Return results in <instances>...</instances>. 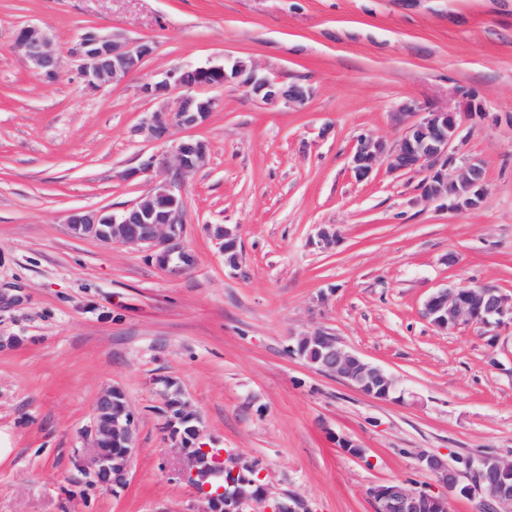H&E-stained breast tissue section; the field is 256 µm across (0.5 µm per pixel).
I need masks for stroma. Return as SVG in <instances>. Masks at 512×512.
<instances>
[{"label": "stroma", "instance_id": "stroma-1", "mask_svg": "<svg viewBox=\"0 0 512 512\" xmlns=\"http://www.w3.org/2000/svg\"><path fill=\"white\" fill-rule=\"evenodd\" d=\"M26 26L53 39L56 79L13 50ZM89 31L154 50L132 78L92 88L68 53ZM236 60L311 96L267 106L232 84L208 122L171 129L209 146L182 188L193 266L171 275L75 235L72 211L117 213L149 187L123 177L165 149L134 133L155 108L140 86ZM409 100L457 113L456 159L485 168L479 208L425 199L418 173L354 177L356 139L395 146ZM211 224L236 230L237 269ZM480 285L512 294V0H0V431L14 447L0 512H205L159 430L166 378L204 442L308 512H373L379 483L436 486L424 451L454 467L512 458V332L446 333L423 314L437 289ZM317 331L397 377L405 400L289 354ZM112 387L138 417L128 483L80 497L73 451Z\"/></svg>", "mask_w": 512, "mask_h": 512}]
</instances>
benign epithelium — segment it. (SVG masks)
Returning a JSON list of instances; mask_svg holds the SVG:
<instances>
[{
  "mask_svg": "<svg viewBox=\"0 0 512 512\" xmlns=\"http://www.w3.org/2000/svg\"><path fill=\"white\" fill-rule=\"evenodd\" d=\"M14 47L24 53L37 72L47 79L56 76L59 60L52 49L51 38L33 26L21 28ZM153 52L147 41H119L111 35L86 32L69 48V54L79 62V75L91 86L121 82L135 74L142 61ZM236 84L247 89L265 105L284 102L301 108L309 99L310 90L299 83L286 84L278 76H260L247 63L237 60L232 65L214 64L182 67L169 71L166 78L141 88L144 97L158 102L167 95L180 93L178 106L171 110L161 104L137 128L146 138L165 142L173 126L203 124L219 104V99L204 95L211 89ZM398 116L406 119L405 130L395 147L389 148L379 140L367 136L356 139L351 155V171L359 181L368 179L382 164L391 172H418L423 175L421 191L431 200H448L452 210L473 209L482 200L483 168L477 161H466L454 174L448 169L455 163L449 153L459 132V121L454 112L424 111L413 102L399 107ZM208 150L199 140L180 141L172 145L169 154H153L138 169L123 173L130 180L154 170L168 169V158H173L175 176L156 178L148 190L132 205L118 214L104 210H77L70 213L68 223L81 237L93 238L105 245L119 244L145 254L162 271L183 272L192 264L184 246L185 221L182 182L205 165ZM212 236L224 254L238 246L237 233L224 226L212 228ZM424 315L443 331H452L464 324L478 327L487 333L512 329V297L497 288L481 286L462 293L452 288H440L424 302ZM291 353L306 359L317 369L334 377L366 396L380 400L404 397L399 381L381 367L358 354L341 347L336 339L316 332L299 337ZM120 391L102 392L93 408V418L84 437V445L75 449L81 457L78 465V486L104 487L116 490L126 485L128 462L133 452L137 432V416L125 403L118 401ZM160 432L172 447L181 450L186 458L208 448L198 442L182 441L176 432V420L163 413ZM122 442L130 449L117 459L112 446ZM214 461L220 464L230 479L211 492L206 483L200 494L207 503V512H249L253 503L263 505L261 512H303L295 500L286 502L271 496L263 483L257 466L242 464L218 448ZM420 466L431 472L447 491L461 496L480 498L484 507L498 512L512 509V461L496 454L480 455L465 460L469 483L461 484V472L441 457L422 454ZM255 488L252 494L239 495L232 491L238 478ZM374 512H449L448 496L426 490H414L405 483H386L369 489Z\"/></svg>",
  "mask_w": 512,
  "mask_h": 512,
  "instance_id": "7a95c632",
  "label": "benign epithelium"
}]
</instances>
